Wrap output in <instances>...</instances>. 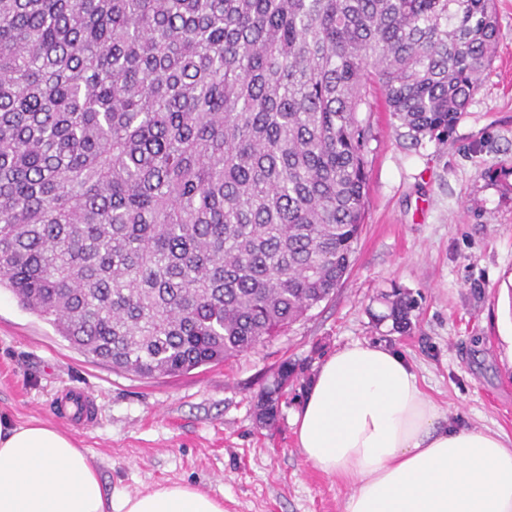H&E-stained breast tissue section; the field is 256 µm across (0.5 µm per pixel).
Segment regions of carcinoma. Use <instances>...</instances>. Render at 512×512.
Instances as JSON below:
<instances>
[{
    "mask_svg": "<svg viewBox=\"0 0 512 512\" xmlns=\"http://www.w3.org/2000/svg\"><path fill=\"white\" fill-rule=\"evenodd\" d=\"M499 40L494 0H0V288L140 378L247 352L352 264L370 87L446 134Z\"/></svg>",
    "mask_w": 512,
    "mask_h": 512,
    "instance_id": "obj_1",
    "label": "carcinoma"
}]
</instances>
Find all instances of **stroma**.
Returning a JSON list of instances; mask_svg holds the SVG:
<instances>
[{
	"label": "stroma",
	"mask_w": 512,
	"mask_h": 512,
	"mask_svg": "<svg viewBox=\"0 0 512 512\" xmlns=\"http://www.w3.org/2000/svg\"><path fill=\"white\" fill-rule=\"evenodd\" d=\"M501 38L446 142L400 138L380 92L365 115L367 204L351 269L329 299L269 342L219 365L143 379L74 349L0 289V414L38 419L91 454L108 488L185 481L224 512H343L348 487L307 462L292 424L322 361L356 342L398 351L449 426L512 439V0ZM416 301L393 330L387 294ZM298 370L275 426L256 416L283 361ZM91 394L94 426L56 408Z\"/></svg>",
	"instance_id": "35a3bbf8"
}]
</instances>
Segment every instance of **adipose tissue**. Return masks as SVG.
I'll list each match as a JSON object with an SVG mask.
<instances>
[{
  "label": "adipose tissue",
  "mask_w": 512,
  "mask_h": 512,
  "mask_svg": "<svg viewBox=\"0 0 512 512\" xmlns=\"http://www.w3.org/2000/svg\"><path fill=\"white\" fill-rule=\"evenodd\" d=\"M441 418L404 356L357 342L322 362L293 425L306 460L349 487L343 512H512V440ZM0 512H224V501L178 482L108 491L67 433L0 417Z\"/></svg>",
  "instance_id": "obj_1"
}]
</instances>
